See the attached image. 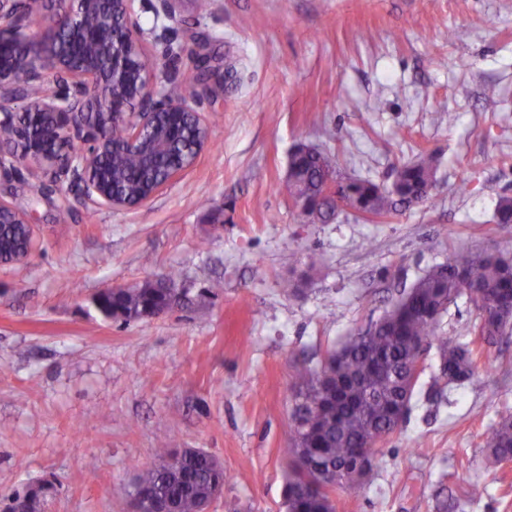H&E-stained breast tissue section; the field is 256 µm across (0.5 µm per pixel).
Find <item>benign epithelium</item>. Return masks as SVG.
Masks as SVG:
<instances>
[{
    "label": "benign epithelium",
    "instance_id": "1",
    "mask_svg": "<svg viewBox=\"0 0 512 512\" xmlns=\"http://www.w3.org/2000/svg\"><path fill=\"white\" fill-rule=\"evenodd\" d=\"M136 0H60L45 12L36 0H0V181L23 160L51 172L55 183L78 185L87 206L120 209L151 200L196 159L162 178L145 198L134 201L113 193L112 154L141 148L147 167L173 144L192 117L202 146L208 130L201 115L203 95L212 94L214 70L197 56L201 76L189 91L178 90L160 64H146L149 33L139 25ZM89 9L99 26L85 28L77 12ZM53 77L55 89H42ZM0 224L34 227L27 215L0 198Z\"/></svg>",
    "mask_w": 512,
    "mask_h": 512
}]
</instances>
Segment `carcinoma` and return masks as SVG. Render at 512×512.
Segmentation results:
<instances>
[{"label": "carcinoma", "mask_w": 512, "mask_h": 512, "mask_svg": "<svg viewBox=\"0 0 512 512\" xmlns=\"http://www.w3.org/2000/svg\"><path fill=\"white\" fill-rule=\"evenodd\" d=\"M198 134L185 128L160 167L180 168L194 155ZM295 170L284 190L294 202H302L319 222H327L340 208L356 210L371 205L374 213H395L398 207L424 201L425 187L433 182L436 157L423 154L417 160L394 167L391 186L370 180L337 179L329 153L315 150L290 155ZM112 174L128 193L142 192L150 176L140 153L127 150L112 156ZM337 180L336 200L322 194V184ZM499 224H512V197H502L495 213ZM20 231L0 235V257L23 247ZM173 277L144 281L135 288L114 293L99 292L94 303L108 318L128 322L154 317L172 309L176 301ZM466 295L478 311L472 332L487 337L503 335L511 322L489 328L485 314L493 299L512 300V258L494 254H466L437 265L420 277L377 321L369 332L349 337L329 351L315 368L300 369L292 385L295 398L292 437L282 454L290 472L284 490L287 512H336L333 494L368 482L374 470L376 445L392 435L406 418L419 376L411 367L421 358L420 340L436 346L440 378L472 381L476 363L472 350L458 336L438 333L441 306L450 297ZM486 448L494 464L512 459V417L501 419L486 436ZM158 463L136 467L127 491L130 501L159 512H206L230 475L204 450L173 449L164 443L157 449ZM51 491L44 483L10 495V507L24 503L27 512H38Z\"/></svg>", "instance_id": "cac0c4a2"}]
</instances>
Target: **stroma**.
Wrapping results in <instances>:
<instances>
[{
    "label": "stroma",
    "mask_w": 512,
    "mask_h": 512,
    "mask_svg": "<svg viewBox=\"0 0 512 512\" xmlns=\"http://www.w3.org/2000/svg\"><path fill=\"white\" fill-rule=\"evenodd\" d=\"M156 4L138 10L149 58L198 39L218 70L210 146L133 209L85 208L19 163L9 199L36 247L0 264V512L46 480L42 512H124L135 465L165 440L230 474L208 512H287L295 369L432 267L512 247L495 221L512 196V0H211L172 19ZM299 143L381 185L431 153L434 183L381 222L310 224L280 190ZM161 273L181 295L168 313L123 322L94 303ZM475 358L474 382L438 386L429 348L374 477L337 492V512H512V465L488 467L485 448L512 416V333Z\"/></svg>",
    "instance_id": "1"
}]
</instances>
